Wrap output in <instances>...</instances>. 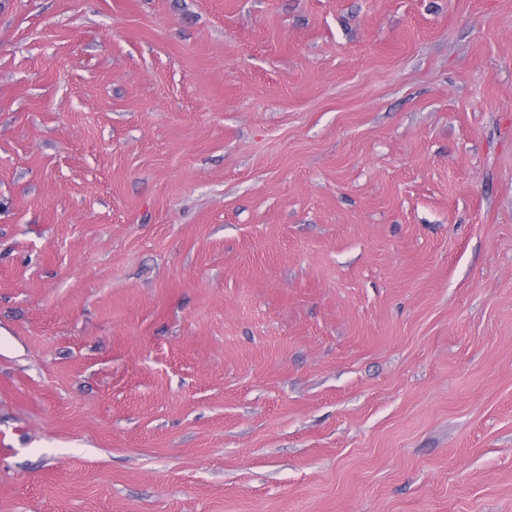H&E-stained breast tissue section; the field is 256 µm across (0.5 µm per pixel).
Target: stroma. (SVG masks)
<instances>
[{
	"label": "stroma",
	"mask_w": 512,
	"mask_h": 512,
	"mask_svg": "<svg viewBox=\"0 0 512 512\" xmlns=\"http://www.w3.org/2000/svg\"><path fill=\"white\" fill-rule=\"evenodd\" d=\"M0 512H512V0H0Z\"/></svg>",
	"instance_id": "1"
}]
</instances>
